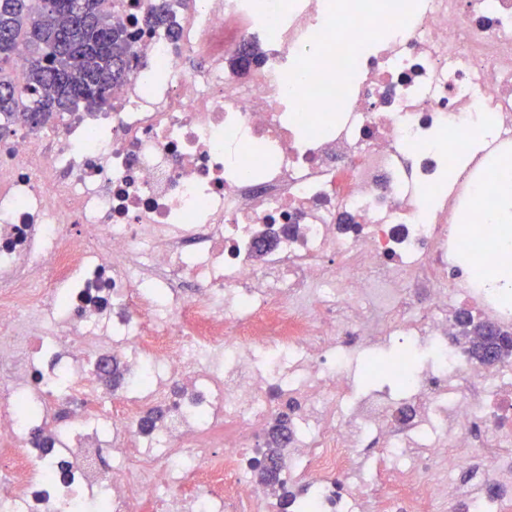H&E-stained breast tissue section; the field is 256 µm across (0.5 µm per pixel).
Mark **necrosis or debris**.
Returning <instances> with one entry per match:
<instances>
[{
    "mask_svg": "<svg viewBox=\"0 0 512 512\" xmlns=\"http://www.w3.org/2000/svg\"><path fill=\"white\" fill-rule=\"evenodd\" d=\"M154 2H112L106 106L0 135V512H512V357L454 341L465 307L512 332L460 221L512 157V0ZM290 419L286 413H278L274 419V425L272 426L269 433L268 440V428L265 427L261 434L262 443H267L268 448L263 457V464L259 468L255 465V469H258L260 473V479L264 483H278L279 482V468L278 459L280 455V448L282 440L288 435V426Z\"/></svg>",
    "mask_w": 512,
    "mask_h": 512,
    "instance_id": "necrosis-or-debris-1",
    "label": "necrosis or debris"
}]
</instances>
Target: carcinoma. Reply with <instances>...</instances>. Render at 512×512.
I'll list each match as a JSON object with an SVG mask.
<instances>
[{"label":"carcinoma","mask_w":512,"mask_h":512,"mask_svg":"<svg viewBox=\"0 0 512 512\" xmlns=\"http://www.w3.org/2000/svg\"><path fill=\"white\" fill-rule=\"evenodd\" d=\"M55 2L51 8L46 0H0V128L19 117L37 127L56 112L102 108L135 57L130 36L112 24V0ZM17 44L26 47L21 82L4 68ZM461 333L474 361L492 351L500 359L512 355V341L486 335L478 324ZM289 424L286 413L274 419L258 468L264 483L279 482L278 459Z\"/></svg>","instance_id":"1"}]
</instances>
